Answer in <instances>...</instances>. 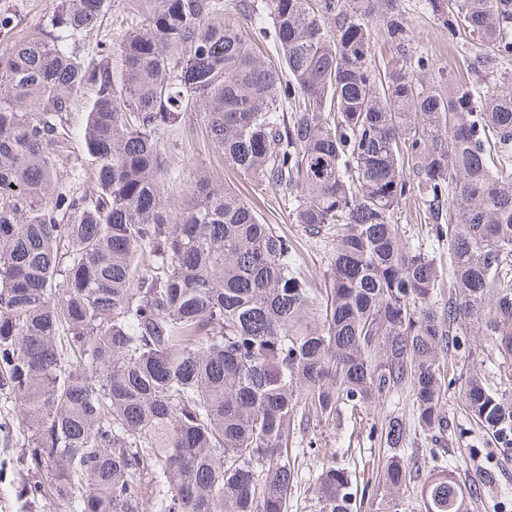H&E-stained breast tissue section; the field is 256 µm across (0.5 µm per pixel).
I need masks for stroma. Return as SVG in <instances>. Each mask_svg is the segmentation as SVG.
I'll return each instance as SVG.
<instances>
[{"instance_id":"stroma-1","label":"stroma","mask_w":512,"mask_h":512,"mask_svg":"<svg viewBox=\"0 0 512 512\" xmlns=\"http://www.w3.org/2000/svg\"><path fill=\"white\" fill-rule=\"evenodd\" d=\"M407 21L408 47L428 54L434 73L448 74L462 69L468 71L472 81L484 84L498 79L500 68L476 58L477 39L459 45L449 42L448 30L437 16L423 9L421 0H397ZM144 0H111V10L101 33L87 40L90 53H97L99 42H106L111 50H118L126 31L125 18L135 13ZM52 0H0V11L13 15L15 27L11 33L0 35V53L7 51L14 41L29 31L40 27L51 15ZM205 131L199 120H191L182 138L171 151L176 157L177 180L168 183V201L171 210L185 207L186 186L204 180L216 188L230 187L246 200L254 203L266 223L275 225L299 242V252L304 270L315 281L317 290H325L329 283V248L325 243L308 239L301 227L292 224L288 211L273 196L262 197L254 192L249 181L240 176L213 145L204 139ZM397 218L406 237L411 242L422 243L440 266L448 264L447 242L434 238L430 226L422 224L415 198L403 201ZM474 358L467 359L449 353L447 362L452 374L465 372L471 363L481 365L489 387L497 391L512 390V358L490 350L484 337L473 341ZM398 414L412 422L415 409L408 393L402 392L380 399L376 407L363 412L342 411L340 426L320 425L299 434L292 454L295 458V479L287 499V512H322L317 495L320 463L316 453L307 446L310 437H317L321 447L336 454L337 466L347 469L354 499L353 512H383L384 502L377 490L385 449L378 437L372 436L371 427L381 426L386 416ZM24 442L22 431L0 433V512H64L51 501L28 504L20 494L24 482L38 479L39 474L24 468L19 460ZM405 456L410 469L419 478L411 482L399 499L398 512H425L420 495V477L426 476L441 460L456 466V479L463 490L480 484L486 469H496L498 481L493 486H482L481 497L473 503L472 512H505L500 489H512V448L503 449L489 445L487 436L478 430L456 433L447 445L432 444L429 439L412 427L405 444Z\"/></svg>"}]
</instances>
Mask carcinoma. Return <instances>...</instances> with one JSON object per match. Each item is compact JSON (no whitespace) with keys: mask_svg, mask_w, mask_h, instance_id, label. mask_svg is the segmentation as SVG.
<instances>
[{"mask_svg":"<svg viewBox=\"0 0 512 512\" xmlns=\"http://www.w3.org/2000/svg\"><path fill=\"white\" fill-rule=\"evenodd\" d=\"M118 61L88 59L110 0H59L0 54V393L22 411V489L65 512H284L296 428L409 390L432 438L458 429L445 395L512 448V390L443 356L470 337L512 356V91L469 75L425 81L397 0H264L242 11L278 51L261 58L224 0H150ZM448 40L512 62V0H425ZM381 13L400 58L377 67ZM93 185L60 182L66 113ZM288 218L329 246L325 307L295 243L230 188L195 183L175 216L165 139L192 115ZM448 240L451 274L395 222L412 190ZM448 288L447 305L438 295ZM388 496L411 480L406 421L385 419ZM323 512H351L344 468L322 464ZM426 512H469L454 470L421 487Z\"/></svg>","mask_w":512,"mask_h":512,"instance_id":"obj_1","label":"carcinoma"}]
</instances>
